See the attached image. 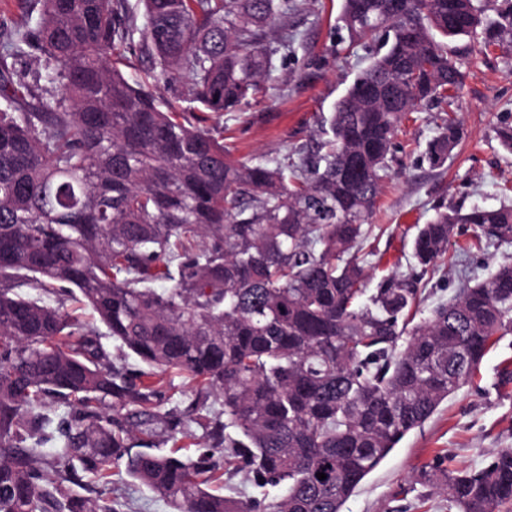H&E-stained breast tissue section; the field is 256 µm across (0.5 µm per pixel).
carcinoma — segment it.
I'll return each mask as SVG.
<instances>
[{"instance_id":"carcinoma-1","label":"carcinoma","mask_w":512,"mask_h":512,"mask_svg":"<svg viewBox=\"0 0 512 512\" xmlns=\"http://www.w3.org/2000/svg\"><path fill=\"white\" fill-rule=\"evenodd\" d=\"M39 2L17 33L45 56L37 102L9 76L16 45L0 47V512H118L75 488L121 461L173 512H342L512 332L511 260L415 324L418 283L389 278L364 301L353 252L402 121L458 96L446 39L483 25L482 0H402L399 15L392 0H343L342 28L370 63L321 150L286 170L231 157L155 89L181 83L207 111L238 109L270 75L266 40L297 0H141L140 27L126 0ZM134 43L150 60L137 79L112 61ZM461 138L450 113L429 164ZM457 224L512 243V206L438 211L417 226L416 265L435 266ZM21 288L79 294L145 369L115 367L94 335ZM170 374L223 412L161 410ZM195 426L196 456L152 452ZM215 448L284 493H212ZM424 480L443 483L457 512H512V448Z\"/></svg>"}]
</instances>
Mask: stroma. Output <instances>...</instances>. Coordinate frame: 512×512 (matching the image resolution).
Instances as JSON below:
<instances>
[{
	"label": "stroma",
	"mask_w": 512,
	"mask_h": 512,
	"mask_svg": "<svg viewBox=\"0 0 512 512\" xmlns=\"http://www.w3.org/2000/svg\"><path fill=\"white\" fill-rule=\"evenodd\" d=\"M299 11L286 17L270 37L272 71L248 104L234 112L200 113L186 88L172 84L159 97L178 102L192 123L218 138L238 160L288 164L299 152L317 151L320 117L329 116L355 75L368 63L363 43L350 42L337 18L341 0H299ZM512 0H488L476 34L450 40L448 50L462 74L454 105L425 102L399 128L377 206L369 218L373 232L359 253L364 288L373 294L392 275L422 273L424 301L420 316L452 299L468 283L488 276L493 265L512 257V244L477 239L473 226L454 228L451 245L471 243L453 254L438 271L420 272L412 257L417 225L436 209L468 211L472 206H512V152L500 138L512 127V38L499 24ZM455 112L464 137L442 167L431 168L428 142L448 112ZM63 312L81 326L95 329L116 366L134 367L124 349L106 332L91 308L65 298ZM512 365V334L484 356L472 380L420 430L405 437L369 474L342 512H455L442 488L425 482L436 468L474 470L500 451L512 448V384L499 383ZM118 512H171L168 503L126 473L94 482Z\"/></svg>",
	"instance_id": "obj_1"
}]
</instances>
